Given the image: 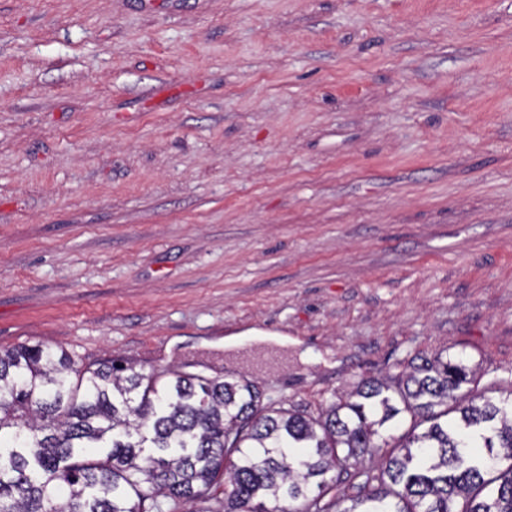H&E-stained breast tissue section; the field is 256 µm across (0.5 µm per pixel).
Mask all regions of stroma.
<instances>
[{"instance_id": "1", "label": "stroma", "mask_w": 512, "mask_h": 512, "mask_svg": "<svg viewBox=\"0 0 512 512\" xmlns=\"http://www.w3.org/2000/svg\"><path fill=\"white\" fill-rule=\"evenodd\" d=\"M250 330L288 348L224 356ZM317 414L512 390V0H0V349Z\"/></svg>"}]
</instances>
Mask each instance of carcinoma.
I'll return each mask as SVG.
<instances>
[{"label": "carcinoma", "mask_w": 512, "mask_h": 512, "mask_svg": "<svg viewBox=\"0 0 512 512\" xmlns=\"http://www.w3.org/2000/svg\"><path fill=\"white\" fill-rule=\"evenodd\" d=\"M318 416L245 379L0 350V512H512V391L414 356ZM399 436H385L404 423Z\"/></svg>", "instance_id": "obj_1"}]
</instances>
